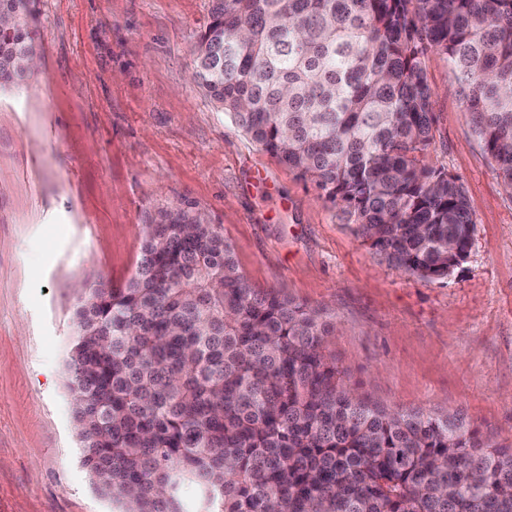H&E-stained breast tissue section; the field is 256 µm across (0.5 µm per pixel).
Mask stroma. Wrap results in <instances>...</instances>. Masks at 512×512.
Instances as JSON below:
<instances>
[{
    "label": "stroma",
    "instance_id": "obj_1",
    "mask_svg": "<svg viewBox=\"0 0 512 512\" xmlns=\"http://www.w3.org/2000/svg\"><path fill=\"white\" fill-rule=\"evenodd\" d=\"M211 0H32L40 67L0 90V512H114L81 464L68 352L82 284L122 286L143 227L193 204L255 288L336 317L327 350L390 409L463 413L512 446V194L456 94L424 59L427 164L463 184L466 260L427 282L389 266L317 190L192 80Z\"/></svg>",
    "mask_w": 512,
    "mask_h": 512
}]
</instances>
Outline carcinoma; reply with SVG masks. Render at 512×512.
Listing matches in <instances>:
<instances>
[{
  "label": "carcinoma",
  "instance_id": "cac0c4a2",
  "mask_svg": "<svg viewBox=\"0 0 512 512\" xmlns=\"http://www.w3.org/2000/svg\"><path fill=\"white\" fill-rule=\"evenodd\" d=\"M194 80L390 265L433 282L476 221L424 73L448 57L512 192V0H212ZM29 0H0V89L30 74ZM67 370L83 467L116 512H512V449L457 413L391 411L325 353L333 316L250 287L187 203L134 274L86 289Z\"/></svg>",
  "mask_w": 512,
  "mask_h": 512
}]
</instances>
